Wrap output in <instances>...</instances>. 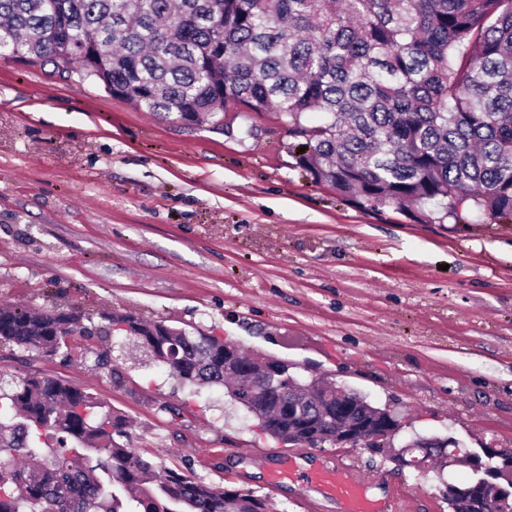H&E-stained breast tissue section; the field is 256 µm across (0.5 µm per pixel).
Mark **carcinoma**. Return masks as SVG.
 Listing matches in <instances>:
<instances>
[{
    "mask_svg": "<svg viewBox=\"0 0 512 512\" xmlns=\"http://www.w3.org/2000/svg\"><path fill=\"white\" fill-rule=\"evenodd\" d=\"M0 56L76 74L134 108L224 131L226 111L275 112L295 165L358 208L426 224L512 223V0H0ZM322 115L308 122V114ZM305 151H300V148ZM91 316L0 307V344L56 355ZM124 335L181 385L243 408L260 359L133 315ZM277 437H336L335 387L267 382ZM0 512H253L264 498L156 465L86 391L31 375L0 400ZM295 415L279 416L283 400ZM444 470L454 449L406 448ZM512 503V448L489 460ZM450 512H478L441 481Z\"/></svg>",
    "mask_w": 512,
    "mask_h": 512,
    "instance_id": "cac0c4a2",
    "label": "carcinoma"
}]
</instances>
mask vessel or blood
I'll return each mask as SVG.
<instances>
[{
  "label": "vessel or blood",
  "mask_w": 512,
  "mask_h": 512,
  "mask_svg": "<svg viewBox=\"0 0 512 512\" xmlns=\"http://www.w3.org/2000/svg\"><path fill=\"white\" fill-rule=\"evenodd\" d=\"M304 479L340 501L343 512H406L407 509L408 497L401 491L382 499L369 498L367 480L343 460H328L317 470L305 474Z\"/></svg>",
  "instance_id": "1"
}]
</instances>
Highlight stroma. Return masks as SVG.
Wrapping results in <instances>:
<instances>
[{
	"mask_svg": "<svg viewBox=\"0 0 512 512\" xmlns=\"http://www.w3.org/2000/svg\"><path fill=\"white\" fill-rule=\"evenodd\" d=\"M133 109L103 88L0 58V304L132 313L233 341L390 407L412 434L512 448V224H420L363 210L294 167L273 113L253 135ZM54 356L0 348V379L78 387L129 421L126 443L272 512H341L296 481L354 461L372 495L412 490L408 512H448L434 472L365 447L261 434L222 389L178 385L124 341L73 335Z\"/></svg>",
	"mask_w": 512,
	"mask_h": 512,
	"instance_id": "obj_1",
	"label": "stroma"
}]
</instances>
